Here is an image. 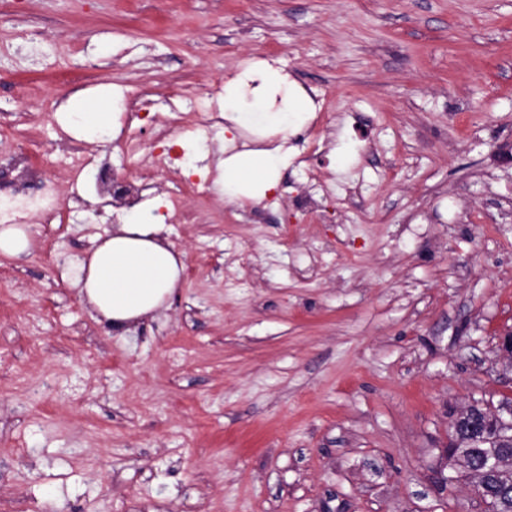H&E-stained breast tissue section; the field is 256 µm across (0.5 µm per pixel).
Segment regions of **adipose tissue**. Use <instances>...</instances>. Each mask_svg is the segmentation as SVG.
Segmentation results:
<instances>
[{"mask_svg":"<svg viewBox=\"0 0 512 512\" xmlns=\"http://www.w3.org/2000/svg\"><path fill=\"white\" fill-rule=\"evenodd\" d=\"M314 113L307 93L268 64H252L225 82V197L264 198L295 156L289 137ZM162 231V225L129 214L97 236L88 256L65 267L62 277L98 320L125 328L167 303L182 279L184 256Z\"/></svg>","mask_w":512,"mask_h":512,"instance_id":"adipose-tissue-1","label":"adipose tissue"}]
</instances>
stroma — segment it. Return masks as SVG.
Returning <instances> with one entry per match:
<instances>
[{
  "instance_id": "35a3bbf8",
  "label": "stroma",
  "mask_w": 512,
  "mask_h": 512,
  "mask_svg": "<svg viewBox=\"0 0 512 512\" xmlns=\"http://www.w3.org/2000/svg\"><path fill=\"white\" fill-rule=\"evenodd\" d=\"M263 60L315 95L261 201L225 198L211 89ZM182 95L141 148L196 192L169 218L185 270L125 334L60 279L109 230L89 190L28 256L0 255V503L9 512H485L438 480L456 413L512 399V0H0V148L56 161L68 100ZM315 200L298 208L300 198Z\"/></svg>"
}]
</instances>
